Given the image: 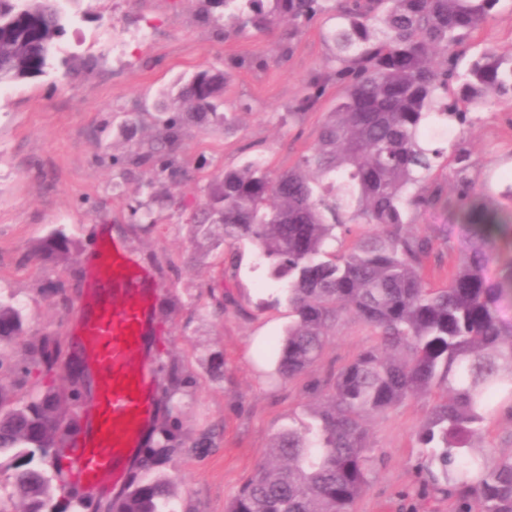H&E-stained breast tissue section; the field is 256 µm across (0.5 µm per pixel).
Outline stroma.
<instances>
[{"label":"stroma","instance_id":"obj_1","mask_svg":"<svg viewBox=\"0 0 512 512\" xmlns=\"http://www.w3.org/2000/svg\"><path fill=\"white\" fill-rule=\"evenodd\" d=\"M65 50L45 74L0 85V296L26 314L24 333L0 345L11 361L51 332L69 346L87 292L90 254L100 231L117 240L160 284L149 354L177 360L186 386L174 398L184 441L162 470L177 483L176 512H225L264 460L271 437L308 420V384L332 375L374 342L357 319L337 323L322 357L300 378L278 379L270 348L290 317L276 284L257 270L253 245L226 241L196 252L190 217L207 184L262 154L272 171L295 166L317 140L330 102L289 122L285 116L329 54L322 33L330 13L317 16L281 55V31L225 36L212 24L221 13L203 0H81L66 5ZM151 26L143 43L134 31ZM127 34L120 54L112 38ZM512 48V8L498 6L465 50ZM206 69L230 70L224 106L237 112L232 130L188 125L181 131L180 182L152 167L124 168L112 159L154 138L155 102L177 78ZM476 120L463 136L476 183L500 184L512 170V103L494 97L471 105ZM154 223H144V211ZM77 242L66 265L33 256L53 230ZM430 401H405L368 423L383 461L355 512H454L453 500L422 489L426 450L418 440ZM211 447H197L207 430Z\"/></svg>","mask_w":512,"mask_h":512}]
</instances>
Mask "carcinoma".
<instances>
[{
	"label": "carcinoma",
	"mask_w": 512,
	"mask_h": 512,
	"mask_svg": "<svg viewBox=\"0 0 512 512\" xmlns=\"http://www.w3.org/2000/svg\"><path fill=\"white\" fill-rule=\"evenodd\" d=\"M224 36L252 26L288 25L304 32L322 0H216ZM505 0H336L325 73L314 76L288 113L317 110L330 84L338 94L315 143L298 163L272 173L260 156L212 180L193 212L196 235L215 245L247 240L279 283L293 320L275 344V374L301 376L322 355L330 328L344 316L366 325L374 344L312 388L314 421L275 435L265 461L230 501L227 512H353L382 458L373 453L366 420L411 399L432 404L419 431L428 449L423 486L455 497L456 512H512V451L481 443L502 400L512 418V184L498 192L476 185L461 135L473 123L463 104L494 96L512 100V53L483 46L464 60L457 48ZM65 31L60 0H0V84L46 72L49 50ZM226 70H203L163 93L161 135L141 142L126 163L148 165L172 181L174 159L189 124H236L220 110ZM454 136L448 137V129ZM452 170L453 196L436 172ZM437 210L454 220L431 234L411 229ZM365 228L350 244L351 225ZM460 241L448 285L432 286L425 269L436 244ZM60 230L36 247L70 259ZM22 308L0 298V343L24 330ZM64 361L61 339L30 344L25 374L40 377L27 401L0 383V471H11L22 512H80L83 499L64 493L61 460L76 434L77 384L54 377ZM172 399L183 384L179 366L163 363ZM178 421L157 429L127 487L104 512H173L174 483L155 469L181 451Z\"/></svg>",
	"instance_id": "cac0c4a2"
}]
</instances>
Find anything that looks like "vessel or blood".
<instances>
[{
	"mask_svg": "<svg viewBox=\"0 0 512 512\" xmlns=\"http://www.w3.org/2000/svg\"><path fill=\"white\" fill-rule=\"evenodd\" d=\"M158 288L122 245L102 241L90 271L88 310L77 328L96 378L70 452L69 474L81 486L120 493L153 423L156 371L146 349Z\"/></svg>",
	"mask_w": 512,
	"mask_h": 512,
	"instance_id": "obj_1",
	"label": "vessel or blood"
}]
</instances>
